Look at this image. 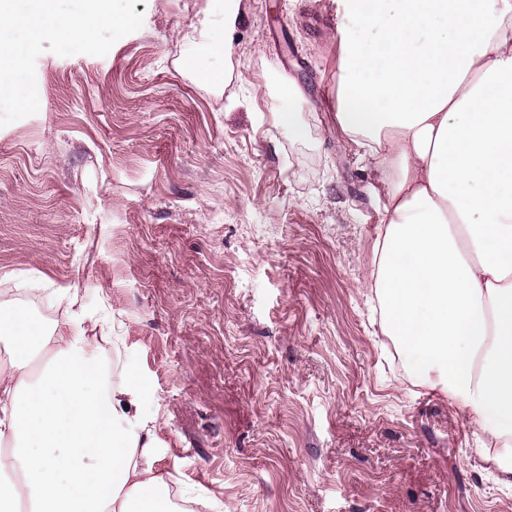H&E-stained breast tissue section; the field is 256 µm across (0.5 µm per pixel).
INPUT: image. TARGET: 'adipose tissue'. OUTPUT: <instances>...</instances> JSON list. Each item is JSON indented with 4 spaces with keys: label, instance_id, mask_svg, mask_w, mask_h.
<instances>
[{
    "label": "adipose tissue",
    "instance_id": "1",
    "mask_svg": "<svg viewBox=\"0 0 512 512\" xmlns=\"http://www.w3.org/2000/svg\"><path fill=\"white\" fill-rule=\"evenodd\" d=\"M358 20L337 28L336 129L356 146L382 199L369 243L370 292L408 379L436 383L480 432L512 485V0H326ZM100 13L60 18L52 0H0V32L23 22L87 41ZM376 38L367 47L364 38ZM8 322L0 369V445L22 486L0 479V512H173L156 466V422L139 390L107 386L78 315L44 331ZM52 346L37 382L31 358Z\"/></svg>",
    "mask_w": 512,
    "mask_h": 512
}]
</instances>
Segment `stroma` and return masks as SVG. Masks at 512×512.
<instances>
[{
	"label": "stroma",
	"mask_w": 512,
	"mask_h": 512,
	"mask_svg": "<svg viewBox=\"0 0 512 512\" xmlns=\"http://www.w3.org/2000/svg\"><path fill=\"white\" fill-rule=\"evenodd\" d=\"M224 3L108 0L80 46L15 29L39 103L0 88V304L84 315L158 421L174 502L512 512L474 426L372 317L380 203L330 112L334 14L238 0L221 54Z\"/></svg>",
	"instance_id": "obj_1"
}]
</instances>
